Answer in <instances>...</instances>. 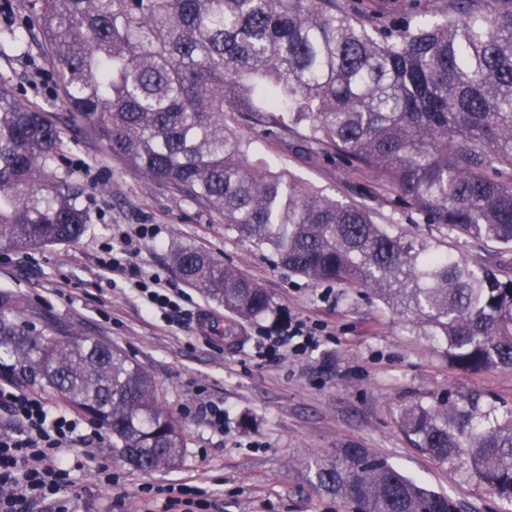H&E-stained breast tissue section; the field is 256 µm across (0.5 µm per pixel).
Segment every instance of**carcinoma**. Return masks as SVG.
Instances as JSON below:
<instances>
[{"label":"carcinoma","mask_w":512,"mask_h":512,"mask_svg":"<svg viewBox=\"0 0 512 512\" xmlns=\"http://www.w3.org/2000/svg\"><path fill=\"white\" fill-rule=\"evenodd\" d=\"M57 65L65 122L0 80V250L79 241L86 186L53 168L79 129L152 183L318 282L370 289L420 320L463 371L512 369V0H30ZM244 122L309 158L372 173L392 204L495 252L470 262L250 159ZM182 282L240 322L274 308L254 278L195 247ZM40 387L112 435L143 470L175 465L181 420L151 374L111 345L0 290V381ZM412 444L512 504V407L417 403ZM316 491L359 512L459 503L347 444L309 459Z\"/></svg>","instance_id":"carcinoma-1"}]
</instances>
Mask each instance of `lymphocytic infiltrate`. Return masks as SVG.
I'll use <instances>...</instances> for the list:
<instances>
[{"label": "lymphocytic infiltrate", "mask_w": 512, "mask_h": 512, "mask_svg": "<svg viewBox=\"0 0 512 512\" xmlns=\"http://www.w3.org/2000/svg\"><path fill=\"white\" fill-rule=\"evenodd\" d=\"M0 409L13 421L12 429L0 431V512H31L45 500L69 512L73 481L61 454L88 439L94 424L10 385L0 384Z\"/></svg>", "instance_id": "1"}]
</instances>
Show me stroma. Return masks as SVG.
<instances>
[{"label":"stroma","mask_w":512,"mask_h":512,"mask_svg":"<svg viewBox=\"0 0 512 512\" xmlns=\"http://www.w3.org/2000/svg\"><path fill=\"white\" fill-rule=\"evenodd\" d=\"M22 102L66 118L68 106L57 68L40 39L0 48V77ZM254 141L260 155L304 181L369 207L383 224L405 236L439 241L470 260L489 248L394 211L374 176L329 159L299 156L276 139ZM60 172L81 180L91 216L78 242L23 253H0V288L23 295L56 320L111 344L154 377L161 400L180 417L186 438L181 460L159 471H142L112 451L109 434L64 451L77 498L73 512H144L146 488L188 483L201 488L208 512H348L336 497L314 491L304 462L352 443L370 449L405 475L449 494L464 512H506L491 492L460 474L438 468L404 435L400 416L410 406L447 394H480L485 402L512 405V370L464 372L421 326L388 308L370 291L321 284L275 267L269 251L225 231L216 212L148 183L139 171L112 156L92 136L73 134L56 160ZM148 225L150 233L133 262L162 287L183 293L180 313L150 309L126 275L100 270L95 257L119 242L122 232ZM182 246L211 252L258 280L286 319L268 315L244 324L236 342L202 330L210 313L227 322L222 306L185 287L172 267ZM316 330L319 346L302 356L287 345L288 324ZM224 408V430L214 432L205 409ZM119 477L107 487L99 465Z\"/></svg>","instance_id":"obj_1"}]
</instances>
